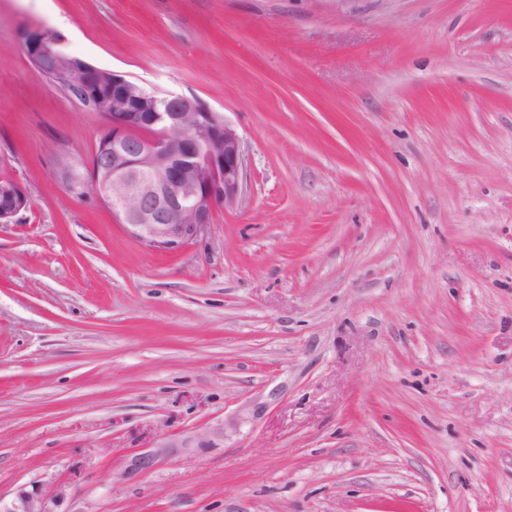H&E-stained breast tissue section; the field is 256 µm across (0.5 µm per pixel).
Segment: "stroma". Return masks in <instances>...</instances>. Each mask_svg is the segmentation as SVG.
<instances>
[{"label":"stroma","instance_id":"stroma-1","mask_svg":"<svg viewBox=\"0 0 512 512\" xmlns=\"http://www.w3.org/2000/svg\"><path fill=\"white\" fill-rule=\"evenodd\" d=\"M32 23L223 115L240 205L160 253L67 194ZM0 180L1 507L512 512V0H0ZM29 198L13 181H0V223L10 222L20 211L27 209ZM205 445V440L197 436H186L183 438H163L155 446L156 450L143 454L134 460L133 466L137 469H149L151 468L156 459L167 455L169 448H195ZM3 512H51L47 499L37 492L21 491L9 510Z\"/></svg>","mask_w":512,"mask_h":512}]
</instances>
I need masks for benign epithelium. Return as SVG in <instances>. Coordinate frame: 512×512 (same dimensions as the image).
Segmentation results:
<instances>
[{"label": "benign epithelium", "mask_w": 512, "mask_h": 512, "mask_svg": "<svg viewBox=\"0 0 512 512\" xmlns=\"http://www.w3.org/2000/svg\"><path fill=\"white\" fill-rule=\"evenodd\" d=\"M62 38L33 26L24 44L37 69L77 91L107 126L93 155L92 179L124 232L142 247L173 252L202 237L219 207H234L243 190L245 155L236 130L198 100L162 93L141 81L83 60L61 72ZM68 193L84 195L85 181L66 163ZM29 198L13 181H0V223L28 208ZM205 445L198 436L164 438L156 450L134 460L151 468L171 448ZM7 512H51L47 499L22 491Z\"/></svg>", "instance_id": "obj_1"}]
</instances>
